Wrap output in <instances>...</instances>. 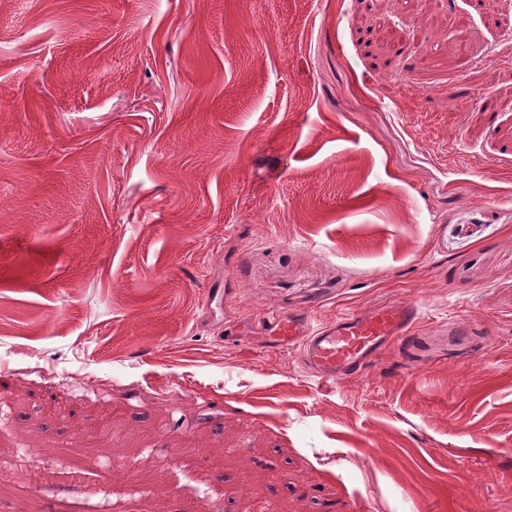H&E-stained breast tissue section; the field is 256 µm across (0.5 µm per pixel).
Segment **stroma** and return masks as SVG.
<instances>
[{
  "mask_svg": "<svg viewBox=\"0 0 512 512\" xmlns=\"http://www.w3.org/2000/svg\"><path fill=\"white\" fill-rule=\"evenodd\" d=\"M0 512H512V0H0ZM422 319L415 302H399L326 323L302 313H267L250 327L263 331L270 351L296 349L312 375L341 381L360 373L394 339L410 336Z\"/></svg>",
  "mask_w": 512,
  "mask_h": 512,
  "instance_id": "obj_1",
  "label": "stroma"
}]
</instances>
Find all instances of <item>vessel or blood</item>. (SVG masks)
Listing matches in <instances>:
<instances>
[{"instance_id": "obj_1", "label": "vessel or blood", "mask_w": 512, "mask_h": 512, "mask_svg": "<svg viewBox=\"0 0 512 512\" xmlns=\"http://www.w3.org/2000/svg\"><path fill=\"white\" fill-rule=\"evenodd\" d=\"M421 318L417 303L399 302L326 323L302 313H267L253 326L265 334L267 349L297 350L307 372L341 381L360 373L393 340L409 336Z\"/></svg>"}]
</instances>
